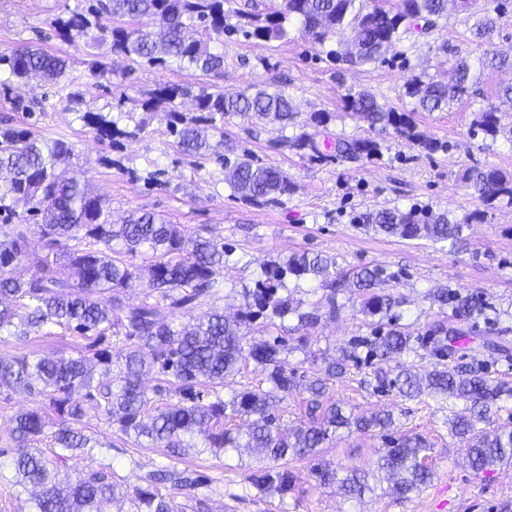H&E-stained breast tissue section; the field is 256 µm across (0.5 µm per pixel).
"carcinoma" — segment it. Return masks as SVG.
I'll return each mask as SVG.
<instances>
[{"instance_id":"cac0c4a2","label":"carcinoma","mask_w":512,"mask_h":512,"mask_svg":"<svg viewBox=\"0 0 512 512\" xmlns=\"http://www.w3.org/2000/svg\"><path fill=\"white\" fill-rule=\"evenodd\" d=\"M507 2L499 0L492 10L473 12L474 0H374L372 4L368 0H281L246 9L232 7V0H80L67 8L66 16L57 17L54 25L68 41L83 42L89 56L85 85L102 87L114 78L128 79L135 67L144 64L158 69L175 64L204 75H220L224 72V35L240 31L248 38L280 40L288 36L291 23L326 50L330 63L374 65L384 61L410 32L426 34L451 13L466 12L473 20L470 34L485 49L473 59L459 58L440 78L424 72L406 77L402 96L410 99V110L400 112L367 91L344 96L345 110L358 124L370 130L390 129L433 154L448 150V145L419 131L414 115L443 111L462 96L477 92L488 71L512 70V58L492 49L500 21L508 16ZM105 14L120 21L151 16L158 29L120 24L106 30L100 25ZM232 17L237 19L234 24L228 23ZM346 29L352 37L345 49L331 48L336 34ZM103 44L129 61L126 70L112 69L105 56L97 53ZM2 64L20 80L40 77L65 87L75 81L65 59L34 45L0 54ZM184 98L191 99L196 115L188 117L180 110L179 101ZM130 104L128 119H134V111H142L131 130L102 112L88 110L82 119L99 139L116 146L146 131V115L166 113L168 131L178 150L217 156L233 195L252 205L279 204L295 191L296 184L287 172L263 166L249 154L229 155L233 147L224 140V125L234 118L272 126L277 135L266 141L272 152L291 150L319 163L358 162L379 153L378 142L370 137L318 141L306 128L328 127L331 114L312 112L301 120L293 98L280 89L226 93L213 91L206 83L195 89L162 84L144 98L131 99ZM498 112L494 105L480 109L473 127L496 139L501 132ZM289 127L292 134H284ZM72 155V145L48 143L30 129L11 125L7 117L0 119V175H5L0 183V333L25 340L33 333L63 327L89 340L85 350L74 356L32 359L22 354L0 359V389L43 395L61 418L52 432L38 409L11 418L14 439L24 449L10 462L15 484L34 488L20 512H110L120 492L112 481L110 465L93 463L74 473L64 469L73 451L94 456L92 439L68 424L88 411L138 443L144 440L166 449L170 456L196 447L197 434L202 435L203 447L215 454L247 448L258 457L259 466L249 470L246 479L260 493L284 495L294 490L295 475L277 462L289 457L310 459V474L319 484L337 482L346 497L359 501L375 493L376 486L357 471L338 477L320 462V448L342 428L379 432L386 448L377 461L375 480L387 483L384 492L405 496L431 479L432 470L425 462L427 441L419 434H387L394 423L389 411L347 414L335 402L322 403L327 382L362 362L374 366L370 378L362 383L375 393L408 398L426 395L450 405L462 401L463 408L452 411L448 419L449 430L451 436L467 443L474 472L512 465V430L478 428L512 401V381L490 375L489 367L476 357L453 366L444 363L448 344L464 335L461 329H448L447 321L499 322L500 313L488 314L491 306L481 295H462L446 286L429 290L427 299L438 306L443 318L415 336L402 323L407 301L393 292L396 277L383 266L338 272L336 258L302 252L263 268L253 287L243 289L245 309L236 319L217 310L195 317L196 308L225 298L214 269L226 263L232 249L205 236L204 228L187 233L152 212L112 223L106 200L84 176L58 172ZM465 180L483 201L512 204V177L498 169L473 166ZM479 218L481 214L473 213L460 221L447 212L413 205L356 214L352 223L402 238L447 242L456 248L462 243L464 224ZM32 223L42 241L38 250L27 244ZM71 240L83 242L84 247L70 246ZM137 257L139 264L134 263ZM21 265L33 266L41 275L24 280L15 275ZM289 277L315 283L309 292L322 295L313 302L294 297L297 289L287 286ZM352 277L357 290L352 307L371 319V335L353 337L350 350L323 361V367L310 377L287 369L281 358L288 342L281 335L286 330L284 322L294 318L302 330L324 316H336L343 309L337 296ZM134 279L145 281L148 288L146 299L138 304L127 302L124 295ZM152 296L167 303L169 319L158 318V303L148 301ZM256 322L257 335L247 336L246 329ZM109 334L125 341L124 353L115 359L109 349L101 347ZM429 346L436 358L431 369L421 372L408 364L418 349ZM251 360L265 369L269 387L221 396L218 388L224 380L240 373ZM147 366L164 383L157 392L176 397V403L155 411L150 408L151 398L140 381ZM202 386L209 391H201ZM297 389L308 394V420L285 427L277 404ZM80 392L83 400H73ZM45 441L49 448L39 447ZM207 482L194 470H151L132 489L131 512H178L161 488L196 490Z\"/></svg>"}]
</instances>
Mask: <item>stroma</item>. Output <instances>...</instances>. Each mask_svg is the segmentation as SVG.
I'll return each instance as SVG.
<instances>
[{"label":"stroma","instance_id":"1","mask_svg":"<svg viewBox=\"0 0 512 512\" xmlns=\"http://www.w3.org/2000/svg\"><path fill=\"white\" fill-rule=\"evenodd\" d=\"M76 4L77 0H0V54L22 44L36 45L68 59L76 72H83V45L63 40L53 26L65 6ZM482 51V46L471 41L461 14L449 15L427 36H408L388 53L386 62L340 74L323 60L315 44L296 31L280 41L225 39L224 72L213 77V84L230 92L256 86L286 89L302 115L331 113L328 128L309 127L313 137L330 130L347 137L371 135L380 145L379 155L367 162L317 164L291 151H267V132L255 139L248 137L244 121L232 120L224 127L228 144L252 153L265 165L285 170L295 182V192L277 206L250 205L235 198L215 157L181 155L161 113L151 120L147 133L115 149L97 139L78 112L65 109L51 84L23 82L1 70L0 117H10L18 127H33L46 140L72 144L74 170L109 200L114 220L138 210L153 211L190 232L208 228L216 239L232 247L223 269L216 273L230 291L219 303L225 315L238 312L243 303L240 289L252 286L265 265L307 251L334 256L341 270L378 264L396 274L395 291L407 300L404 321L413 332L426 330L437 319L439 310L426 294L442 285L463 294L482 293L501 311V326L512 328V317L506 314L512 308V205L504 201L485 205L463 180L466 169L477 161L512 175V107L497 97L499 85L512 80V74H487L479 93L462 97L443 111L416 113L420 131L450 145L448 151L433 155L393 132L368 133L346 114L343 102L347 90H366L379 101L402 108L401 86L410 72L439 75L454 66L458 55L475 57ZM203 81V75L191 69L146 67L137 69L128 80L116 79L109 86L89 90L84 100L87 109L115 115L120 98L140 97L164 83L196 86ZM491 104L499 108L502 134L494 139L472 136L476 111ZM414 204L465 220L462 246L453 250L427 238L375 233L351 222L353 214L362 211ZM476 211L481 212V219L469 221V214ZM347 298V293H340L341 312L322 319L314 328L301 332L296 319L286 320L289 336L304 339L303 348L284 351L286 368L313 373L320 360L341 356L352 337L369 334V318L347 306ZM76 350L72 333L59 327L22 342L0 335V358L26 353L67 356ZM362 377L354 369L330 382L325 399L359 413L390 410L394 432L425 438L433 477L406 497L379 491L363 504L351 503L337 486L318 485L308 461L298 459L288 463L297 478L294 491L262 494L246 480L255 464L247 449L216 455L210 449L196 448L188 456L174 458L164 449L138 445L91 413L77 427L97 441L94 459L111 464L114 481L125 486H137L140 475L161 466L194 468L206 474L208 487L173 491L174 501L184 512H512V466L475 474L468 463L466 443L449 433L447 404L427 396H383L364 387ZM31 408L46 410L49 422L58 420L48 401L38 394L0 393V512H19L28 497L27 491L14 485L8 464L18 452L10 419ZM384 446V439L376 433L352 431L327 441L320 456L341 474L350 469L370 471Z\"/></svg>","mask_w":512,"mask_h":512}]
</instances>
